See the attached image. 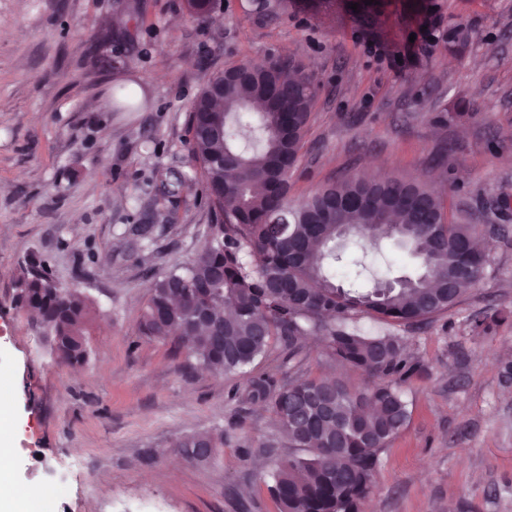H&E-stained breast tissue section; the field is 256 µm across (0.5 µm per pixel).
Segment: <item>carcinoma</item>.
<instances>
[{
  "label": "carcinoma",
  "instance_id": "obj_1",
  "mask_svg": "<svg viewBox=\"0 0 512 512\" xmlns=\"http://www.w3.org/2000/svg\"><path fill=\"white\" fill-rule=\"evenodd\" d=\"M205 20L215 0H188ZM448 48L463 51L468 33L448 30ZM317 97L312 76L297 63L240 82L213 72L189 114L191 152L207 191L215 223L211 243L194 259L171 267L150 288L140 322L153 338L176 336L188 357L214 376L244 371L277 340L292 369L305 356V341L318 338L325 357L366 374L357 387L337 379L290 375L276 387L251 381L249 397L270 406L294 447L307 452L280 462L271 492L280 512H360L374 467L407 423L401 388L416 371L399 336H366L360 315L412 325L460 301L476 279L454 280L466 266L484 273L486 259L471 247L477 224L434 225L445 219L440 196L426 182L395 175L370 179L355 174L329 182L308 196L289 199V174ZM262 108L253 107V102ZM148 102L127 96L112 101L117 112H136ZM221 110L224 131L211 134ZM367 224H392V240L421 272L395 288L336 286L333 264L354 239L375 248ZM21 303L36 313L57 345L58 357L79 363L87 356L86 322L92 302L78 282L52 284L46 260L29 255L19 265ZM232 313L224 315V308ZM224 447V431L191 436L181 448Z\"/></svg>",
  "mask_w": 512,
  "mask_h": 512
}]
</instances>
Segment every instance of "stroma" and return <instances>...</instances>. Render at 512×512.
Listing matches in <instances>:
<instances>
[{
    "label": "stroma",
    "instance_id": "1",
    "mask_svg": "<svg viewBox=\"0 0 512 512\" xmlns=\"http://www.w3.org/2000/svg\"><path fill=\"white\" fill-rule=\"evenodd\" d=\"M0 0V404L31 512H279L277 462L296 456L250 379H288L279 343L245 372L197 368L176 337L138 330L153 278L194 257L213 216L188 117L209 75L272 57L318 86L292 199L353 173L427 180L455 223L494 224L479 286L424 324L358 318L420 366L411 416L375 465L362 512H512V0ZM468 28L463 53L443 34ZM152 104L116 112L115 90ZM180 177L177 195L161 191ZM45 258L94 303L86 362H61L17 298ZM223 430L204 462L177 443Z\"/></svg>",
    "mask_w": 512,
    "mask_h": 512
}]
</instances>
